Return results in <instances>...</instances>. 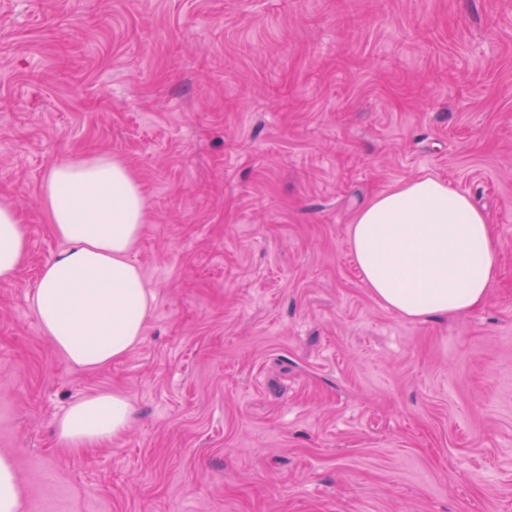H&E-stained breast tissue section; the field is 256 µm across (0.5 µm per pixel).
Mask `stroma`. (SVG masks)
<instances>
[{
	"instance_id": "35a3bbf8",
	"label": "stroma",
	"mask_w": 512,
	"mask_h": 512,
	"mask_svg": "<svg viewBox=\"0 0 512 512\" xmlns=\"http://www.w3.org/2000/svg\"><path fill=\"white\" fill-rule=\"evenodd\" d=\"M122 159L147 202L131 253L142 341L94 371L32 295L64 243L48 168ZM422 176L483 209L487 301L408 320L348 229ZM0 197L29 253L0 281V453L68 512H512V0H0ZM103 390L97 448L55 423ZM130 419L128 398L103 391L69 406L57 421V437L71 448L99 446L124 433Z\"/></svg>"
}]
</instances>
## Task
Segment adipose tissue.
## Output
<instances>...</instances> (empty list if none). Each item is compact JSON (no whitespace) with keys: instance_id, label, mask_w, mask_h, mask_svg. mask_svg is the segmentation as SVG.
<instances>
[{"instance_id":"1","label":"adipose tissue","mask_w":512,"mask_h":512,"mask_svg":"<svg viewBox=\"0 0 512 512\" xmlns=\"http://www.w3.org/2000/svg\"><path fill=\"white\" fill-rule=\"evenodd\" d=\"M41 202L64 249L48 261L32 296L46 336L73 366L94 370L125 356L144 334L153 296L129 254L147 205L127 165L104 154L53 163ZM349 244L373 297L406 319L457 316L483 305L499 269L487 215L446 182L423 177L375 195L356 212ZM16 206L0 201V281L27 259ZM131 405L103 391L75 402L57 421L72 448L106 444L124 433Z\"/></svg>"}]
</instances>
